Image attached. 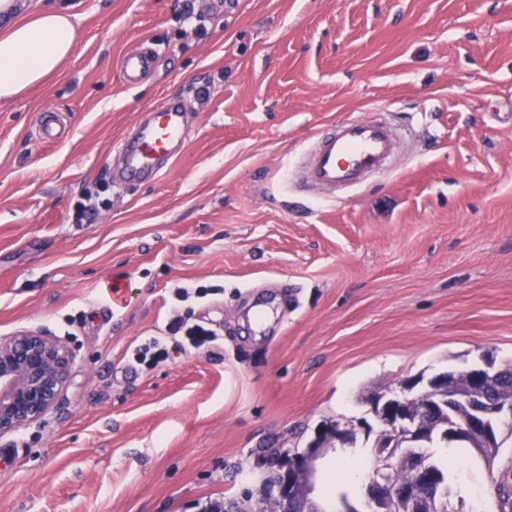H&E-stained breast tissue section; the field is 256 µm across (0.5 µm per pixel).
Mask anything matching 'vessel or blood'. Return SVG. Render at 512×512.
Returning <instances> with one entry per match:
<instances>
[{
	"label": "vessel or blood",
	"instance_id": "b4317fda",
	"mask_svg": "<svg viewBox=\"0 0 512 512\" xmlns=\"http://www.w3.org/2000/svg\"><path fill=\"white\" fill-rule=\"evenodd\" d=\"M150 66L147 56L124 54L120 61L125 82L135 83ZM183 137V120L177 102H169L140 125L134 140L124 142L122 178L138 183L153 178L174 156L173 146ZM396 140L382 123L345 120L322 131L307 163L310 186L333 190L359 183L369 172L382 169L394 154Z\"/></svg>",
	"mask_w": 512,
	"mask_h": 512
}]
</instances>
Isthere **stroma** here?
Instances as JSON below:
<instances>
[{
  "label": "stroma",
  "mask_w": 512,
  "mask_h": 512,
  "mask_svg": "<svg viewBox=\"0 0 512 512\" xmlns=\"http://www.w3.org/2000/svg\"><path fill=\"white\" fill-rule=\"evenodd\" d=\"M52 2L74 54L0 99V337L48 331L73 364L58 406L0 437V512H208L259 497L270 449L327 420L357 443L319 458L315 496L362 506L337 464L372 455L365 397L512 363V0ZM134 48L153 64L130 85ZM172 98L173 162L119 181L121 142ZM346 119L387 122L397 152L311 193L298 163ZM177 316L215 344L168 335ZM153 337L166 358L139 363ZM434 456L469 512H498L512 447Z\"/></svg>",
  "instance_id": "1"
}]
</instances>
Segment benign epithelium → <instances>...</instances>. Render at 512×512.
Listing matches in <instances>:
<instances>
[{
	"mask_svg": "<svg viewBox=\"0 0 512 512\" xmlns=\"http://www.w3.org/2000/svg\"><path fill=\"white\" fill-rule=\"evenodd\" d=\"M72 366L69 348L57 337L37 330H24L6 340H0V436L15 432L39 420L57 403L65 388ZM507 366L496 367L487 363L473 369L474 380L487 386L494 384ZM441 382L414 379L401 384L394 396L370 398V407L378 408L376 421L384 430L405 432L413 443L428 441V428L424 413L429 408L440 407L455 413L467 408L472 413L470 424L462 429L448 423V434L468 442L485 439L490 429L500 423L512 422V401L504 398L485 399L473 408L469 397L458 393L451 396L437 395L433 385ZM351 436L344 425L321 426L317 429L309 448L298 454L284 457L286 465L281 470L277 494L272 500L260 499L250 504L252 512H297L300 505L311 501L314 489L315 462L322 450L336 443L343 444ZM364 494L371 512H380L386 494L394 492L417 504L423 486L433 481L432 466L420 456L414 480L402 487H394L381 474L376 463Z\"/></svg>",
	"mask_w": 512,
	"mask_h": 512,
	"instance_id": "7a95c632",
	"label": "benign epithelium"
}]
</instances>
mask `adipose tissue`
Wrapping results in <instances>:
<instances>
[{"instance_id": "ef3b65f1", "label": "adipose tissue", "mask_w": 512, "mask_h": 512, "mask_svg": "<svg viewBox=\"0 0 512 512\" xmlns=\"http://www.w3.org/2000/svg\"><path fill=\"white\" fill-rule=\"evenodd\" d=\"M75 26L57 8L0 30V99H10L56 72L73 53Z\"/></svg>"}]
</instances>
